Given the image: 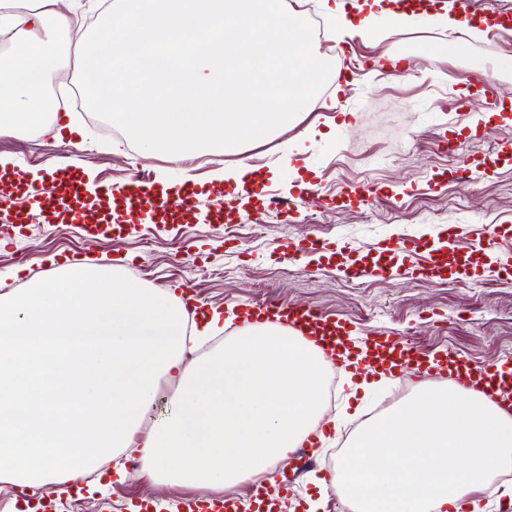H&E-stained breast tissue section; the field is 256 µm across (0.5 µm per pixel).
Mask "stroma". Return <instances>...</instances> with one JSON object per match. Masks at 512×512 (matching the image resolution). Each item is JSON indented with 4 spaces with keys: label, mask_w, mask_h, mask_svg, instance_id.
<instances>
[{
    "label": "stroma",
    "mask_w": 512,
    "mask_h": 512,
    "mask_svg": "<svg viewBox=\"0 0 512 512\" xmlns=\"http://www.w3.org/2000/svg\"><path fill=\"white\" fill-rule=\"evenodd\" d=\"M445 41L436 31L392 30L379 38L352 35L345 48L330 44L325 52L330 71L365 61L368 70L353 86L340 91L325 79L319 97L287 128L245 145L241 154L212 155L192 166L162 152H140L133 144L113 151L111 138L79 110L68 113L82 130L74 140H58L41 129L24 138L0 132V155L10 157L18 173H48L57 157L74 152L83 178L101 188L123 184L136 172L148 173L157 187L189 180L202 214L189 224L137 223L116 242L67 224H28L11 244L0 246V295L34 278L54 279L58 263L89 254L146 287L190 291L227 317L236 304L305 303L348 319L360 336L381 330L427 351L451 349L478 362L512 363V279L492 273L477 283L367 278L357 287L335 264L294 261L282 253L285 243L308 235L368 251L393 233L421 240L457 224L474 238L490 226L512 224V162L490 176L475 173L467 184L444 178L459 156L478 161L494 143L512 140V117L498 119L487 133L477 132L482 109L474 103L475 84L487 73L512 91V69L501 66L512 57V32L491 37L473 30L452 55ZM452 126L471 131L456 154L438 147ZM242 158L264 167L263 191L272 196H289L308 181L329 200L364 181L389 185L391 192L368 209L329 204L319 224L302 206L284 217L249 201L245 207L252 221L236 225L229 237L223 225L203 217L227 188L214 180V170ZM311 454L315 467L303 475L296 497L282 503L281 512H299L300 501L308 498L321 499L320 512H353L346 500L320 497L316 481L330 451L315 448ZM130 460L127 454L121 458L125 481L95 496L69 498L54 485L44 487L42 495L58 500L59 512H135L147 501L165 504L192 496L190 488L157 482L131 468Z\"/></svg>",
    "instance_id": "35a3bbf8"
}]
</instances>
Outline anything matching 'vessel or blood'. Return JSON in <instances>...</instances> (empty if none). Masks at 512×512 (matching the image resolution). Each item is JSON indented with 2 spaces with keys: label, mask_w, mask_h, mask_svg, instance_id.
<instances>
[{
  "label": "vessel or blood",
  "mask_w": 512,
  "mask_h": 512,
  "mask_svg": "<svg viewBox=\"0 0 512 512\" xmlns=\"http://www.w3.org/2000/svg\"><path fill=\"white\" fill-rule=\"evenodd\" d=\"M460 27L472 26L475 19L485 25H499L493 15L477 16L473 0H453ZM481 104L498 112L512 111V96L501 92L497 84L484 81L480 84ZM512 157V142L499 143L496 156L484 159L479 167L463 163L456 173L462 178H471L474 171L490 173L497 169L501 160ZM82 176L77 166L69 167L62 174L55 189L42 194L37 187L17 181L12 192L0 193V215H5L12 227L28 224L30 209L20 206L21 198L38 200L40 216L44 222L70 224H100L111 213V201H119L122 209L119 221L104 230L105 238L120 233L123 225L135 223L141 215L151 212L160 215L162 221L192 222L198 210V201L192 188L183 187L160 196L139 178L119 187L104 188L97 202L88 204L81 197ZM384 188L373 184H362L346 190L335 199L337 206L370 203L385 196ZM460 231L451 224L442 228L437 236L438 244L428 247V260L422 265L400 262V255L417 250L415 241L398 235L386 237L372 251L362 253L341 242H328L306 237L285 246L289 256L305 259L313 255L330 256L336 260V269L346 277L393 278L409 274L416 279L429 282L456 281L475 283L486 274L487 262L493 255L499 240L512 237V227L501 225L489 230L486 238L477 245L463 247L459 244ZM268 321L292 330L304 341L316 347L331 362L333 369H340L346 350L361 344L366 352L364 365L384 372L388 377L401 379L412 374L418 377L438 375L463 391L483 394L506 412H512V368H504L495 362L480 363L468 356L446 352L429 357L419 347L385 333H377L364 340L353 337L347 320L332 317L309 305H284L275 302H259L243 305L239 323L249 326ZM290 469L278 470L272 480L253 483L252 492L246 502L227 497L213 499L191 497L180 501L176 512H275L278 496L292 490L296 478L306 468L308 458L303 450H295Z\"/></svg>",
  "instance_id": "b4317fda"
}]
</instances>
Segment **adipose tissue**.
<instances>
[{
	"label": "adipose tissue",
	"instance_id": "1",
	"mask_svg": "<svg viewBox=\"0 0 512 512\" xmlns=\"http://www.w3.org/2000/svg\"><path fill=\"white\" fill-rule=\"evenodd\" d=\"M0 69V130L42 126L49 48L76 32L85 99L149 153L179 159L267 138L304 111L328 71L303 11L276 0H91L92 27L67 0L18 12ZM382 0L346 13L323 0L331 35L370 31ZM221 312L188 322L172 292L90 263L0 295V473L31 491L82 483L135 449L173 485L221 490L264 477L312 433L331 369L287 329L255 324L203 356ZM169 411L143 440L160 379ZM512 464V417L474 392L424 386L364 428L332 490L358 512H479L475 492Z\"/></svg>",
	"mask_w": 512,
	"mask_h": 512
}]
</instances>
